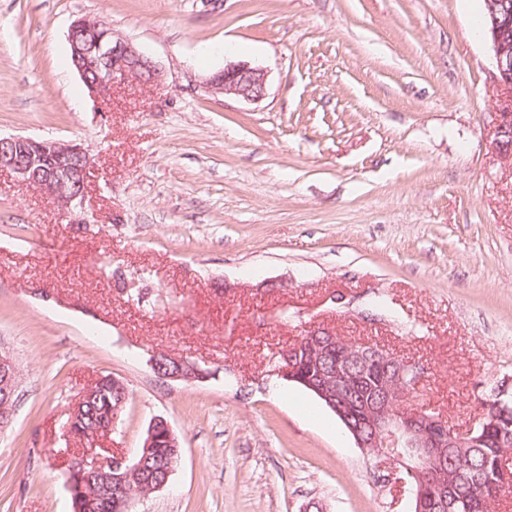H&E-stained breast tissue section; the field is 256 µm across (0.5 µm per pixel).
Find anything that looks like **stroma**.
<instances>
[{
	"label": "stroma",
	"mask_w": 512,
	"mask_h": 512,
	"mask_svg": "<svg viewBox=\"0 0 512 512\" xmlns=\"http://www.w3.org/2000/svg\"><path fill=\"white\" fill-rule=\"evenodd\" d=\"M82 16L164 82L94 103L69 61ZM482 21L483 0H0V134L91 160L82 224L0 173V512H73L63 425L102 374L128 393L112 453L158 416L181 444L130 512H411L403 469L269 360L320 325L418 364L449 424L512 394V156ZM238 61L266 71L261 101L204 87ZM155 351L207 375L160 380ZM18 374V370L16 367V363L9 353V351H6L4 347H0V396H4V402L2 405V397H1V405H0V414L4 413V418H7L8 415L9 418L12 417L14 406H15V400L17 398V395H15L16 391L18 390L19 383L18 378L16 380ZM15 395V396H14ZM14 396V397H13ZM13 397V399H12ZM12 402L14 403L9 408L8 412L5 411L7 406ZM2 414L0 418L2 419Z\"/></svg>",
	"instance_id": "1"
}]
</instances>
